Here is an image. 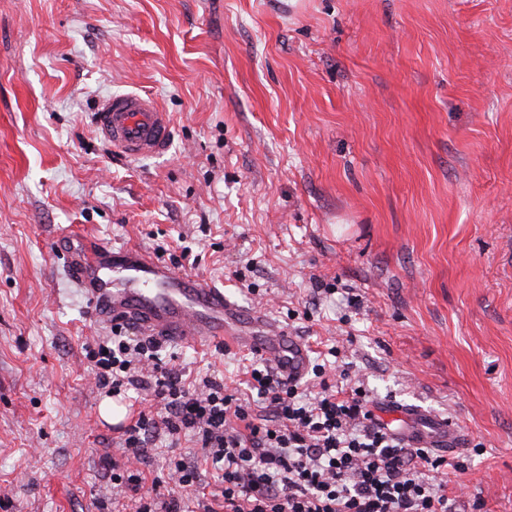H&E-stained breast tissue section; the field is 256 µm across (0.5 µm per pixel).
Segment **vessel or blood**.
Here are the masks:
<instances>
[{
	"instance_id": "1",
	"label": "vessel or blood",
	"mask_w": 512,
	"mask_h": 512,
	"mask_svg": "<svg viewBox=\"0 0 512 512\" xmlns=\"http://www.w3.org/2000/svg\"><path fill=\"white\" fill-rule=\"evenodd\" d=\"M97 126L113 149L133 158L164 153L170 144V119L147 94L103 97ZM70 266L103 318L193 347L217 340L234 344L263 358L291 384L301 382L308 371L310 348L303 338L271 323L261 309L240 306L223 289L173 272L148 250L95 247L81 239L71 249ZM381 411L398 423L407 447L451 454L461 446L452 422L420 407L385 404Z\"/></svg>"
}]
</instances>
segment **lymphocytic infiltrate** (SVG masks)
I'll return each mask as SVG.
<instances>
[{
  "label": "lymphocytic infiltrate",
  "instance_id": "1",
  "mask_svg": "<svg viewBox=\"0 0 512 512\" xmlns=\"http://www.w3.org/2000/svg\"><path fill=\"white\" fill-rule=\"evenodd\" d=\"M160 347L155 338L116 325L90 353L98 389L148 391L159 405L156 417L140 412L124 426L133 472L112 475L136 512H182L179 499L151 497L135 470L158 431L196 439L205 462L221 473L224 512H456L448 494L449 460L428 448L405 447L387 432L363 386L332 390L317 365L320 390L305 398L269 370L251 369L249 388L272 416L263 423L225 393L222 380L192 383L182 369L164 366Z\"/></svg>",
  "mask_w": 512,
  "mask_h": 512
}]
</instances>
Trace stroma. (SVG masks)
<instances>
[{
    "instance_id": "1",
    "label": "stroma",
    "mask_w": 512,
    "mask_h": 512,
    "mask_svg": "<svg viewBox=\"0 0 512 512\" xmlns=\"http://www.w3.org/2000/svg\"><path fill=\"white\" fill-rule=\"evenodd\" d=\"M127 92L168 113L165 154L101 138ZM71 233L164 249L330 383L451 420L459 512H512V0H0V512H132ZM159 356L230 394L256 360ZM172 454L201 450L158 436L145 474L195 506Z\"/></svg>"
}]
</instances>
